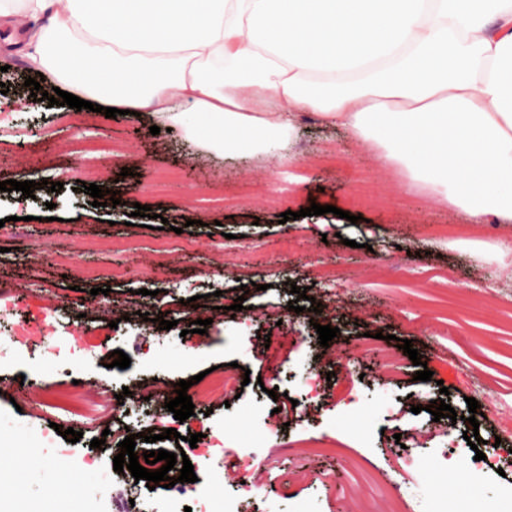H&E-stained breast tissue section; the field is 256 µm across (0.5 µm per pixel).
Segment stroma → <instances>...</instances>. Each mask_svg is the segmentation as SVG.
I'll use <instances>...</instances> for the list:
<instances>
[{
  "label": "stroma",
  "mask_w": 512,
  "mask_h": 512,
  "mask_svg": "<svg viewBox=\"0 0 512 512\" xmlns=\"http://www.w3.org/2000/svg\"><path fill=\"white\" fill-rule=\"evenodd\" d=\"M64 112L32 106L14 88L0 94V182L41 185L31 198L0 191V282L13 286L16 317L57 319L54 335L25 346L0 321V474L10 490L0 512H224L237 457L220 448L191 455L198 487L212 491L199 501L192 491L151 489L130 471L115 472L117 445L130 426L171 450L167 428L245 441L265 430L274 388L296 406L251 458L261 489L242 512H293L300 503L308 512H385L390 497L404 512H430L434 502L465 498L461 477L440 490L438 449L466 447L464 434L475 428L501 454L512 451L487 414L494 406L512 417V255L496 249L512 228L468 224L444 196L385 164L377 143H356L314 112L295 116L291 153L264 160L201 151L208 121L193 112L184 126L156 135L144 117L84 109L73 124H58ZM79 143L93 152L69 155ZM115 144L122 153L112 154ZM80 166L109 169L106 187L118 192L119 208L94 206L76 183ZM171 167L176 177L156 194L158 170ZM55 182L61 191H51ZM217 189L227 206L212 202ZM138 203L152 218L134 215ZM314 203L336 211L302 216ZM340 209L350 219L337 217ZM289 210L297 219L281 221ZM120 213L130 223L117 221ZM44 240L72 252L75 264L46 260ZM160 243L167 253L156 252ZM329 268L335 277H326ZM100 284L109 294L89 304L88 290ZM294 285L321 302V312L289 311ZM196 295L198 309L187 304ZM241 295L246 309L231 312ZM116 307L133 318L114 328ZM160 317L172 329H160ZM198 319L207 321L206 334L193 332ZM319 324L339 330L328 346L318 342ZM268 335L287 337V350L271 354ZM401 339L422 355L430 381L415 379ZM116 350L129 356L128 368L113 366ZM386 354L397 366L388 381L380 369ZM231 362L236 376L250 378L237 397L215 394L208 407L175 420L166 393ZM61 390L74 391L80 409L59 405ZM471 398L485 411L474 425L466 420ZM440 399L457 412L456 424L426 412ZM120 401L134 405L133 418H113ZM419 404L423 412L413 413ZM68 428L80 431L79 442L62 437ZM98 437L104 445L91 447ZM61 470L67 494L58 490Z\"/></svg>",
  "instance_id": "stroma-1"
}]
</instances>
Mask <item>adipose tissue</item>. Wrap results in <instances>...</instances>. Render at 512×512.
<instances>
[{
    "label": "adipose tissue",
    "mask_w": 512,
    "mask_h": 512,
    "mask_svg": "<svg viewBox=\"0 0 512 512\" xmlns=\"http://www.w3.org/2000/svg\"><path fill=\"white\" fill-rule=\"evenodd\" d=\"M30 70L79 98L205 116L265 156L312 111L380 143L470 223L512 224V0H0Z\"/></svg>",
    "instance_id": "adipose-tissue-1"
}]
</instances>
